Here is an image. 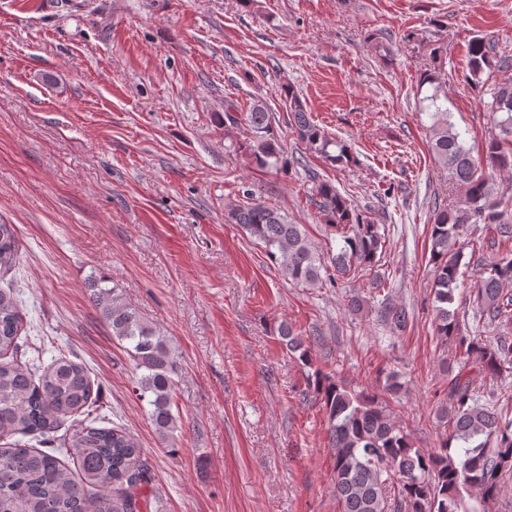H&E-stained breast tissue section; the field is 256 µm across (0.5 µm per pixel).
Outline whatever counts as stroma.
Here are the masks:
<instances>
[{"mask_svg": "<svg viewBox=\"0 0 512 512\" xmlns=\"http://www.w3.org/2000/svg\"><path fill=\"white\" fill-rule=\"evenodd\" d=\"M478 35L512 57V0H0V224L19 243L0 288L19 293L27 359L84 364L135 438L152 512H340L326 413L307 388L315 369L385 400L416 447L436 446L460 356L434 331L429 233L436 203L461 192L433 159L419 83L441 78L456 128L482 148L484 104L512 70L467 83ZM285 85L354 163L307 151L288 127ZM257 100L307 169L263 170L246 154L248 131L225 125L224 104ZM311 170L386 239L374 272L334 288L291 283L224 219L248 184L316 251L336 253ZM463 237L456 306L467 315L482 233L470 224ZM97 286L118 288L167 339L173 438L134 394V362L92 302ZM376 287L409 309L405 330L379 321ZM354 295L363 311L349 309ZM284 322L314 340L312 367L282 343Z\"/></svg>", "mask_w": 512, "mask_h": 512, "instance_id": "stroma-1", "label": "stroma"}]
</instances>
